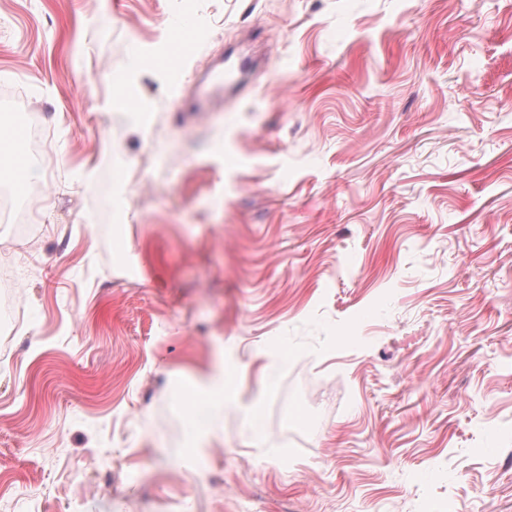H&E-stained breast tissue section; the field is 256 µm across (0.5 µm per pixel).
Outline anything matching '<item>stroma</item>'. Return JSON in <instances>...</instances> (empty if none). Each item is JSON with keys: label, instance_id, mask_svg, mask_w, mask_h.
Instances as JSON below:
<instances>
[{"label": "stroma", "instance_id": "35a3bbf8", "mask_svg": "<svg viewBox=\"0 0 512 512\" xmlns=\"http://www.w3.org/2000/svg\"><path fill=\"white\" fill-rule=\"evenodd\" d=\"M18 90L0 512H512V0H0ZM130 86V79L127 76L118 83L112 82L108 106L113 112H130L129 103L132 97L129 93ZM0 166H7L20 186L36 176V171L28 161V149L25 138L17 132L7 137V150L0 147ZM237 381L233 372L224 370V379L212 391V402L217 409L237 396Z\"/></svg>", "mask_w": 512, "mask_h": 512}]
</instances>
